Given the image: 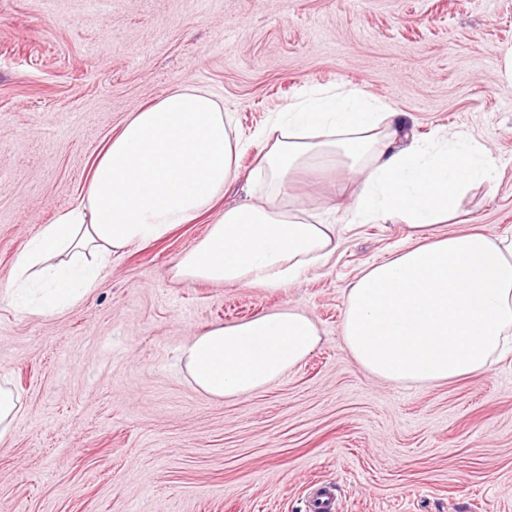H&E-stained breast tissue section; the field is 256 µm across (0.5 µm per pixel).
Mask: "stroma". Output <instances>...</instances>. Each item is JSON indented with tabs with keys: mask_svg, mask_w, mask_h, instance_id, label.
<instances>
[{
	"mask_svg": "<svg viewBox=\"0 0 512 512\" xmlns=\"http://www.w3.org/2000/svg\"><path fill=\"white\" fill-rule=\"evenodd\" d=\"M512 0H0V282L41 225L85 192L130 112L185 83L250 135L307 87L346 83L461 130L500 167L449 227L512 237ZM339 165L288 183L336 227L328 263L286 288L173 276L214 214L119 251L75 305L0 301V375L19 397L0 441V512H512V353L483 374L401 385L343 340L364 269L413 244L400 220L331 210ZM293 306L321 343L267 388L213 399L180 354L192 336ZM305 509L307 512H337L334 484H321L305 501Z\"/></svg>",
	"mask_w": 512,
	"mask_h": 512,
	"instance_id": "obj_1",
	"label": "stroma"
}]
</instances>
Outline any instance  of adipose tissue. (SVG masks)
I'll return each mask as SVG.
<instances>
[{
	"instance_id": "ef3b65f1",
	"label": "adipose tissue",
	"mask_w": 512,
	"mask_h": 512,
	"mask_svg": "<svg viewBox=\"0 0 512 512\" xmlns=\"http://www.w3.org/2000/svg\"><path fill=\"white\" fill-rule=\"evenodd\" d=\"M403 123L402 113L360 88L304 89L255 133L263 144L255 169L273 192L223 209L246 146L209 89L170 90L129 113L79 204L42 225L0 296L41 280L50 285L45 307L74 305L114 252L159 240L215 208L220 214L204 237L177 259L175 278L285 287L327 263L336 236L334 225L311 222L307 207L290 203L283 187L298 170L338 160L359 177L350 204L356 223L398 216L428 232L352 284L343 334L352 357L400 384L484 372L512 342V238L435 228L456 217L472 187L497 180V162L460 131L399 142ZM320 341L315 322L288 307L193 336L181 360L202 392L239 397L273 384Z\"/></svg>"
}]
</instances>
